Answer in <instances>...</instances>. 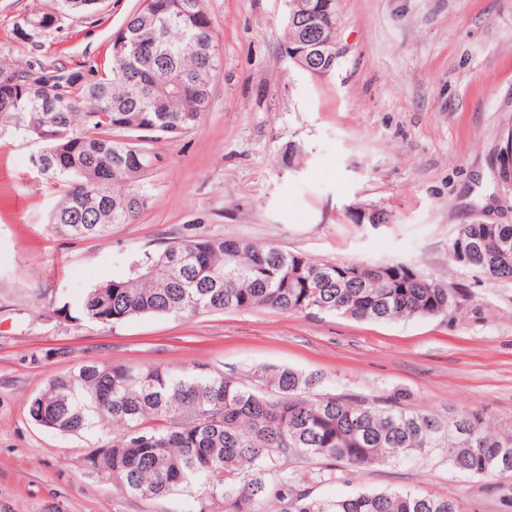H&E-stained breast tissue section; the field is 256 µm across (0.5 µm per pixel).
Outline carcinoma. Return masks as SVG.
<instances>
[{"mask_svg": "<svg viewBox=\"0 0 512 512\" xmlns=\"http://www.w3.org/2000/svg\"><path fill=\"white\" fill-rule=\"evenodd\" d=\"M141 0L126 18V51L73 81L70 70L1 59L0 132L39 146L35 164L59 183L52 232L72 239L104 238L114 224H131L148 204L144 174L159 155L150 144L191 131L207 111L218 67L210 19L199 3ZM288 0L283 47H302L301 3ZM315 16L336 30L339 0H313ZM90 0H58L53 12L28 14L39 35L45 22L84 12ZM501 166L512 177V128ZM482 238L466 268L491 283L512 281V224L487 233L463 224L448 243ZM357 277L345 276L349 270ZM457 296L439 279L401 263L320 261L272 245L222 235L176 238L131 264L130 275L90 289L81 302L91 320L113 326L160 315L256 308L282 313L341 315L387 322L438 317ZM319 377L281 366L224 374L205 364L175 373L161 365L128 367L88 362L51 379L29 402V416L52 430L112 434L93 449L85 469L141 499L186 495L189 512H461L453 499L406 489L360 491L341 498L313 494L314 478L288 465L294 457L325 462L319 477L399 464L433 448L468 476L512 473V426L496 428L477 412L444 418L418 409L406 395L370 397L319 393Z\"/></svg>", "mask_w": 512, "mask_h": 512, "instance_id": "cac0c4a2", "label": "carcinoma"}]
</instances>
